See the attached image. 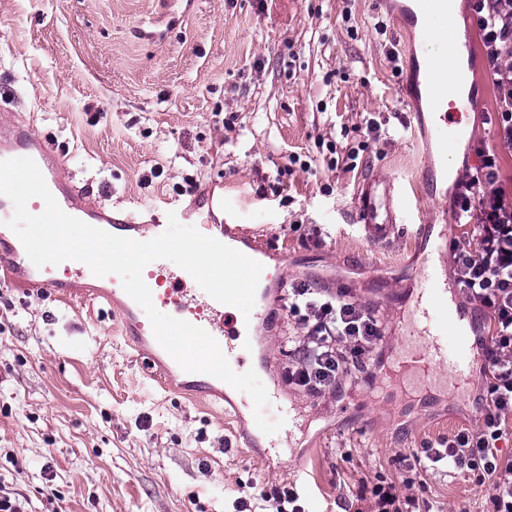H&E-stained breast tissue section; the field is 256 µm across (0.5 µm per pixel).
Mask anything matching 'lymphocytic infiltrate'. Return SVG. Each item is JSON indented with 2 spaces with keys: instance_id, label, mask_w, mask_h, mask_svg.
I'll return each instance as SVG.
<instances>
[{
  "instance_id": "1",
  "label": "lymphocytic infiltrate",
  "mask_w": 512,
  "mask_h": 512,
  "mask_svg": "<svg viewBox=\"0 0 512 512\" xmlns=\"http://www.w3.org/2000/svg\"><path fill=\"white\" fill-rule=\"evenodd\" d=\"M483 56L497 92L493 127L497 146L481 150L475 173L457 182L458 221L479 229L475 246L452 251V268L467 299L492 320L481 367L482 418L475 431L429 442L405 459L408 470L446 463L450 474L470 473L488 482L491 512H512V459L500 443L512 437V196L503 186L500 150L512 151V0H474ZM288 313L304 334L290 352L288 380L313 396L349 381L373 383L372 354L384 329L375 314L347 299L298 281L288 290Z\"/></svg>"
}]
</instances>
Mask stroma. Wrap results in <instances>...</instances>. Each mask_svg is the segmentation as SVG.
Wrapping results in <instances>:
<instances>
[{
    "label": "stroma",
    "mask_w": 512,
    "mask_h": 512,
    "mask_svg": "<svg viewBox=\"0 0 512 512\" xmlns=\"http://www.w3.org/2000/svg\"><path fill=\"white\" fill-rule=\"evenodd\" d=\"M460 16L475 100L456 155L424 133L406 97L410 35L383 0H0V110L48 139L85 205L174 210L213 201V221L269 250L254 368L300 430L265 439L250 414L203 407L152 378L109 307H77L0 283V481L32 512H275L292 487L306 512H375L395 481L421 512H488L472 475L400 472L398 455L475 429L478 387L448 371L400 393L346 382L314 397L288 384L286 289H352L406 341L412 277L457 223L455 179L494 146V89L467 0ZM378 130L368 133V122ZM357 151V167L342 162ZM297 155L308 170L287 172ZM412 221L381 237L357 219L367 186Z\"/></svg>",
    "instance_id": "1"
}]
</instances>
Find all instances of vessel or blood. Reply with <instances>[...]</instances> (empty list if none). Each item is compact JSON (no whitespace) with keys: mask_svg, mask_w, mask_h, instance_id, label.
Segmentation results:
<instances>
[{"mask_svg":"<svg viewBox=\"0 0 512 512\" xmlns=\"http://www.w3.org/2000/svg\"><path fill=\"white\" fill-rule=\"evenodd\" d=\"M456 0H412L402 13L404 23L419 27L422 38L414 43L409 54L422 63L427 80L429 110L435 121L432 132L441 155L454 152L463 137L460 127L453 125L454 114L467 111L468 98L463 94L467 73L462 65L466 54L465 47L449 38L447 44L448 65L457 76L452 91L441 92L438 86V73L432 64L434 47L432 35L438 29H453ZM27 156L40 168L50 192L60 208L67 214L93 227L113 235L134 239L150 240L163 233L167 220L153 217L143 222L134 213H125L123 218L112 216L111 207L101 204L88 208L80 204L73 190L69 175L55 158L50 144L30 137L14 121L0 122V160ZM381 206L374 196H366L358 213V219L367 233L383 236L393 226L392 218H381ZM14 207L11 200L0 195V278L18 288L37 291L52 296L57 301H72L82 295V282L91 280L90 268L79 261L62 262V276L52 274L51 266L36 267L28 258L25 248L17 235L7 226ZM184 269H172L168 260L158 259L150 263L146 283L152 292L154 305L174 306L177 319L187 321L208 332L219 344L231 368L244 372L242 348L238 343L247 319H263L268 315L262 305H254L249 317H228L225 304L217 302L206 292H199L196 301L182 299L176 288V281L188 279ZM103 286L93 288L91 295L95 301L119 307V318L123 333L132 348L146 360L148 371L155 376L171 374L179 368L178 363L161 347L154 335L148 334L139 319L141 307L125 292L118 276L107 275ZM450 283L446 273L437 265H428L420 283V292L413 312L415 320L427 341L424 351L401 356L394 362L383 363L376 375L378 386H386L405 373L416 377H428L436 366H448L456 376L457 387L470 384L472 366L478 350L483 345L480 334L462 335L457 324L463 321V311L453 310L448 303ZM183 384L192 392L215 398H223L224 392L216 385L215 377L203 373H184Z\"/></svg>","mask_w":512,"mask_h":512,"instance_id":"vessel-or-blood-1","label":"vessel or blood"}]
</instances>
